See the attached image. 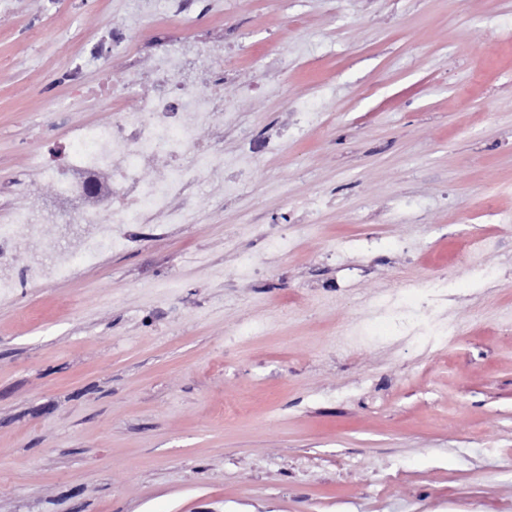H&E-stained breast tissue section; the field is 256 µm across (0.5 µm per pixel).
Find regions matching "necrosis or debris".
I'll use <instances>...</instances> for the list:
<instances>
[{"label":"necrosis or debris","instance_id":"1","mask_svg":"<svg viewBox=\"0 0 512 512\" xmlns=\"http://www.w3.org/2000/svg\"><path fill=\"white\" fill-rule=\"evenodd\" d=\"M130 42L124 27L111 26L93 42L89 56L73 57L57 72L56 82L68 85L73 94H91L110 117L99 125L72 126L66 142H48L34 153L33 165L43 170L58 194L82 193L93 203L47 215L23 208L0 226V300L13 298L35 276L70 271L76 258L90 261L102 248H132L139 242L138 225L166 233L191 223L196 210L224 199L220 192L202 197L198 186L220 188L228 178L249 179L253 159L279 152L289 126L305 121L306 111L294 103L285 123L268 127L262 136L236 132L234 107L224 96L225 82L238 77L227 63L234 49L208 34L191 44L159 39L149 64L128 59L115 86L87 89L82 82L87 62L109 70L110 57ZM201 77L210 84L205 95L196 92ZM229 136L238 152L228 165L221 144ZM187 156L199 161L189 176L181 167ZM48 221L91 229L93 245L75 252L56 247L39 265L14 269L17 247L39 236ZM380 312L392 322L395 335L418 342L446 338L453 329L449 323L411 316L394 300Z\"/></svg>","mask_w":512,"mask_h":512}]
</instances>
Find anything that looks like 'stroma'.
Segmentation results:
<instances>
[{"label":"stroma","mask_w":512,"mask_h":512,"mask_svg":"<svg viewBox=\"0 0 512 512\" xmlns=\"http://www.w3.org/2000/svg\"><path fill=\"white\" fill-rule=\"evenodd\" d=\"M211 4L263 88L225 84L242 128L309 117L222 212L0 301V512H512V0ZM111 24L144 63L194 35L163 0L0 19V196L53 201L45 98L59 142L106 114L31 77ZM436 274L455 336L397 345L373 308Z\"/></svg>","instance_id":"1"}]
</instances>
